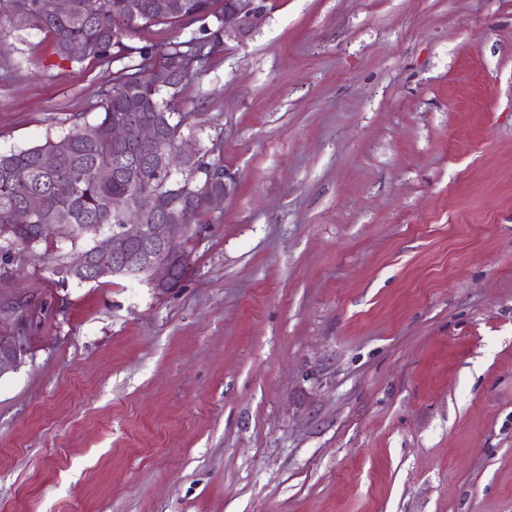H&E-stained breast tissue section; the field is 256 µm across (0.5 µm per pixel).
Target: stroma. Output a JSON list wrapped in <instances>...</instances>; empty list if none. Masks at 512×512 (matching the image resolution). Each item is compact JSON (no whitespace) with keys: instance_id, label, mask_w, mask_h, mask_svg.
<instances>
[{"instance_id":"stroma-1","label":"stroma","mask_w":512,"mask_h":512,"mask_svg":"<svg viewBox=\"0 0 512 512\" xmlns=\"http://www.w3.org/2000/svg\"><path fill=\"white\" fill-rule=\"evenodd\" d=\"M0 37V152L120 66ZM180 107L184 288L0 280V512H512V0H274ZM25 349L20 343L18 336H7L0 329V375L4 370L19 362Z\"/></svg>"}]
</instances>
